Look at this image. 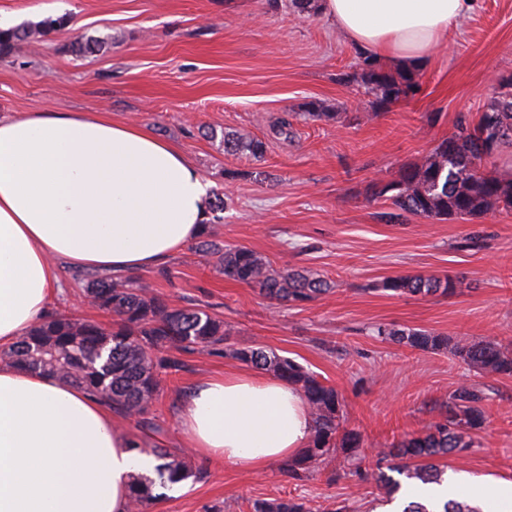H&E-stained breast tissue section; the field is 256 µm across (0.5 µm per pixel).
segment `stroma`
<instances>
[{"instance_id": "obj_1", "label": "stroma", "mask_w": 512, "mask_h": 512, "mask_svg": "<svg viewBox=\"0 0 512 512\" xmlns=\"http://www.w3.org/2000/svg\"><path fill=\"white\" fill-rule=\"evenodd\" d=\"M62 19L40 41L0 57V119L22 112H102L132 120L194 163L211 194L229 197L214 238L254 250L273 267L308 268L331 284L305 303L273 304L259 289L219 275L214 257L188 244L141 276L159 297L200 304L222 317L234 349L261 346L295 359L342 395L347 428L370 448L424 431L462 382L485 393L484 426L463 460L445 472L512 482V377L479 376L447 353L382 340L380 325L490 340L512 348V212L483 221L388 222V206L367 197L371 180L395 178L427 155L459 116H476L499 77L512 74V0H477L448 41L415 67L412 98L373 114L363 90L342 76L361 58L322 15L290 0H0V27ZM80 35L111 36L105 52L83 59L68 47ZM311 101L337 120L312 121ZM291 114L294 136L272 127ZM215 138H207V130ZM236 130L265 144L262 157L228 155L222 135ZM266 173L257 180L255 171ZM396 275L459 280L451 296H396ZM75 270L62 268L52 312L102 323L84 306ZM182 368L163 378L150 416L156 428L123 429L145 447L185 453L196 479L146 512H249L256 500L304 499L314 512H386L384 494L363 483L353 462L336 458L290 479L281 460L261 472L225 467L188 452L180 406L198 381L241 369L203 349L179 353Z\"/></svg>"}]
</instances>
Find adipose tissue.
I'll return each mask as SVG.
<instances>
[{
	"instance_id": "obj_1",
	"label": "adipose tissue",
	"mask_w": 512,
	"mask_h": 512,
	"mask_svg": "<svg viewBox=\"0 0 512 512\" xmlns=\"http://www.w3.org/2000/svg\"><path fill=\"white\" fill-rule=\"evenodd\" d=\"M472 0H321L360 51L418 65ZM209 186L175 146L94 112H24L0 121V345L45 318L62 267L145 270L197 239ZM189 448L258 470L304 450L312 418L299 390L235 371L186 396ZM157 458L130 449L98 400L46 375L0 365V512H129V483Z\"/></svg>"
}]
</instances>
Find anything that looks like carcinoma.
I'll return each mask as SVG.
<instances>
[{
	"label": "carcinoma",
	"mask_w": 512,
	"mask_h": 512,
	"mask_svg": "<svg viewBox=\"0 0 512 512\" xmlns=\"http://www.w3.org/2000/svg\"><path fill=\"white\" fill-rule=\"evenodd\" d=\"M57 25L54 20L0 29V56H7L19 42L47 36ZM107 42L79 36L70 50L78 57L104 51ZM343 80L364 86L369 108L386 111L391 104L415 94L418 87L411 72L393 74L375 59L365 57ZM512 146V75L497 81V90L484 111L470 118L461 116L454 130L423 158L403 165L396 178L368 184L372 199L391 205L384 213L389 222L406 215L427 220L462 219L479 222L499 210L512 211V177L487 170L489 159L500 149ZM264 153V143L247 133H224V153ZM198 248L217 257L218 272L224 278L259 289L271 300L301 303L329 292L327 281L310 271L276 269L253 250L217 240L204 231ZM88 304L116 317L105 326L78 315H55L32 327L15 344L4 348L5 363L52 375L97 398L120 418L136 419L141 429L153 428L150 407L159 396L158 374L181 368V362L164 355L169 349L197 347L224 349L227 335L224 321L196 305H176L152 294L132 274L91 271L83 274ZM458 281L423 275L388 278L382 288L396 295H452ZM376 335L384 340L432 353L448 352L469 370L482 376H512V349L493 341L464 343L427 330L378 326ZM231 356L253 368L300 388L313 418L308 448L290 464L288 474L299 478L312 465L335 456L354 457L363 447L361 435L344 426L345 410L336 389L294 360L262 347L236 349ZM484 391L477 385L462 384L448 395V412L419 434L408 435L379 452L376 468L363 479L376 483L391 500L401 482L391 473L422 484H438L443 472L435 464L471 447V432L482 427ZM130 449L151 453L161 460L158 479L133 478L129 486L130 509L157 498L156 484L182 482L194 476L189 465L166 448H145L134 439ZM252 512H312L293 498L255 502ZM403 512H475L462 500H448L438 506L410 501Z\"/></svg>",
	"instance_id": "cac0c4a2"
}]
</instances>
